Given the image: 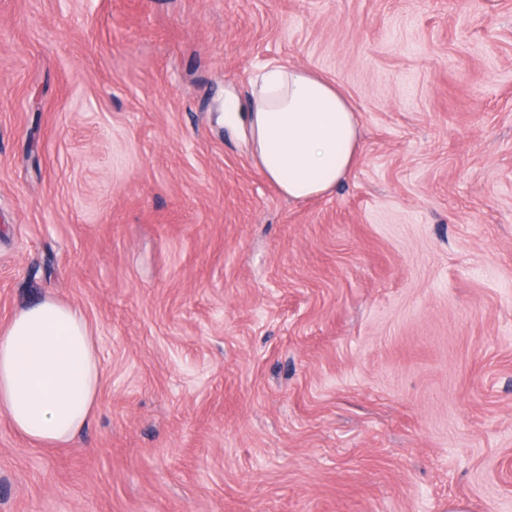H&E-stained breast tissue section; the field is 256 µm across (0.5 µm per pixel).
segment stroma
<instances>
[{"label":"stroma","mask_w":512,"mask_h":512,"mask_svg":"<svg viewBox=\"0 0 512 512\" xmlns=\"http://www.w3.org/2000/svg\"><path fill=\"white\" fill-rule=\"evenodd\" d=\"M335 81L293 202L236 105ZM54 297L99 407L0 415V512H512V0H0V326ZM245 123L261 173L293 201L332 194L360 143L356 112L313 71L270 64L249 78Z\"/></svg>","instance_id":"1"}]
</instances>
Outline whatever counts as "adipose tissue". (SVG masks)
Segmentation results:
<instances>
[{"mask_svg": "<svg viewBox=\"0 0 512 512\" xmlns=\"http://www.w3.org/2000/svg\"><path fill=\"white\" fill-rule=\"evenodd\" d=\"M249 85L244 119L261 173L293 201L332 194L360 143L350 102L306 68L270 64ZM100 376L93 335L73 305L46 298L0 330V411L30 442H72L95 409Z\"/></svg>", "mask_w": 512, "mask_h": 512, "instance_id": "adipose-tissue-1", "label": "adipose tissue"}]
</instances>
